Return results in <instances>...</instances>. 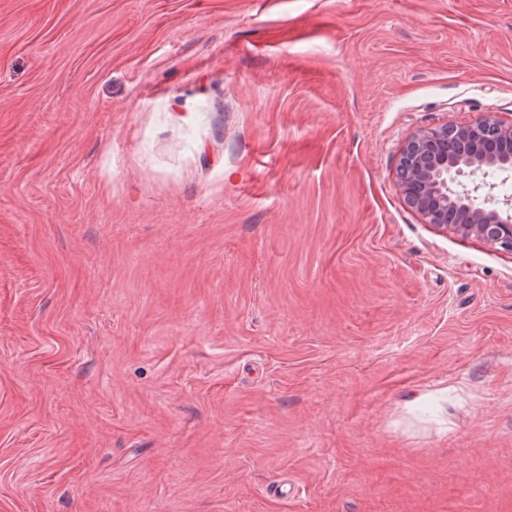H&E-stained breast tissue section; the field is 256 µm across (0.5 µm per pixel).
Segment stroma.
<instances>
[{"label":"stroma","instance_id":"obj_1","mask_svg":"<svg viewBox=\"0 0 512 512\" xmlns=\"http://www.w3.org/2000/svg\"><path fill=\"white\" fill-rule=\"evenodd\" d=\"M512 121V0H0V512H512V251L406 203Z\"/></svg>","mask_w":512,"mask_h":512}]
</instances>
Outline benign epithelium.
Wrapping results in <instances>:
<instances>
[{
	"mask_svg": "<svg viewBox=\"0 0 512 512\" xmlns=\"http://www.w3.org/2000/svg\"><path fill=\"white\" fill-rule=\"evenodd\" d=\"M512 137V123L490 115L464 127L438 124L414 134L399 153L398 180L409 206L436 228L475 236L491 246L512 250V199L494 194L497 184L486 177L512 173V155L490 148L494 138ZM470 171L485 181L455 190V177ZM465 216L448 223V212Z\"/></svg>",
	"mask_w": 512,
	"mask_h": 512,
	"instance_id": "benign-epithelium-1",
	"label": "benign epithelium"
}]
</instances>
